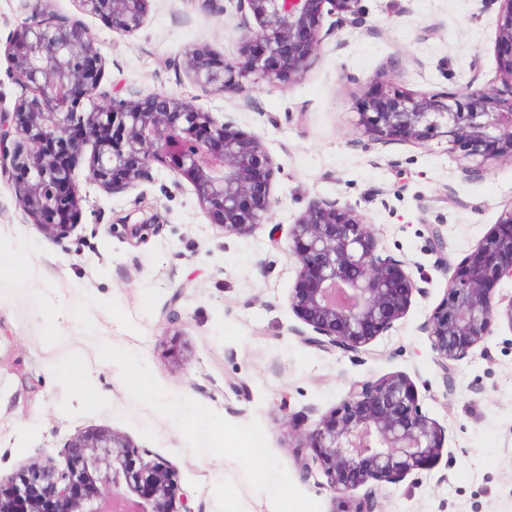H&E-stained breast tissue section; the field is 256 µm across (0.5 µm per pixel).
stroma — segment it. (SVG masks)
Segmentation results:
<instances>
[{
  "label": "stroma",
  "instance_id": "obj_1",
  "mask_svg": "<svg viewBox=\"0 0 512 512\" xmlns=\"http://www.w3.org/2000/svg\"><path fill=\"white\" fill-rule=\"evenodd\" d=\"M80 20L105 59L103 90L125 98L193 97L233 115L281 167L278 204L249 235L224 232L190 183L154 167L152 182L112 194L79 165L83 216L64 242L32 224L0 178V248L29 263L0 273V479L32 463L66 465L78 434L125 435L177 473L193 512H335L306 433L351 383L401 373L444 430L431 469L373 487L380 512H512V328L443 373L423 326L459 264L512 201V165L469 172L436 142L371 141L355 100L378 74L409 91L451 92L497 77V0H362L359 23L325 40L296 82L246 91L195 86L188 50L239 58L246 32L201 0H151L141 28L120 35L80 0H49ZM144 197L158 234L126 241L114 218ZM315 199L353 205L382 255L405 261L421 291L403 318L357 353L323 350L292 332L297 281L288 226ZM446 242L433 246L432 229ZM194 402L186 421L163 404ZM260 439L263 456L243 454Z\"/></svg>",
  "mask_w": 512,
  "mask_h": 512
}]
</instances>
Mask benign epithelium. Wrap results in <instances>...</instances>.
Returning a JSON list of instances; mask_svg holds the SVG:
<instances>
[{
  "label": "benign epithelium",
  "instance_id": "benign-epithelium-1",
  "mask_svg": "<svg viewBox=\"0 0 512 512\" xmlns=\"http://www.w3.org/2000/svg\"><path fill=\"white\" fill-rule=\"evenodd\" d=\"M30 15L7 37L4 54L21 88L0 125V176L44 235L62 241L82 219L73 167L91 149V179L113 193L153 180L158 164L186 179L212 223L248 235L278 204L272 184L281 167L262 139L235 118L197 107L185 95L153 93L141 101L101 91L103 58L84 26L32 0ZM112 31L131 34L150 0H81ZM233 11L250 32L237 61L193 50L185 67L194 84L223 91L297 79L339 25L357 21L362 0H202ZM497 80L462 92H406L380 79L359 97L358 125L372 141L445 142L447 151L480 170L512 164V0H500ZM257 28L251 29V22ZM130 240L154 234L159 217L127 214ZM288 256L299 266L289 304L309 331H291L323 349L359 352L403 318L421 287L405 262L378 252L364 217L349 203L314 200L288 228ZM424 331L444 370L492 335L499 320L512 330V298L494 286L512 280V202L491 232L454 269ZM327 485L338 494L370 480L395 483L442 453L441 428L419 404L412 381L390 374L352 383L339 407L306 435ZM63 469L31 464L0 482V512H45L28 497L45 488L59 512H192L176 474L162 461L110 431L79 434L66 448ZM337 512H378L369 490Z\"/></svg>",
  "mask_w": 512,
  "mask_h": 512
}]
</instances>
